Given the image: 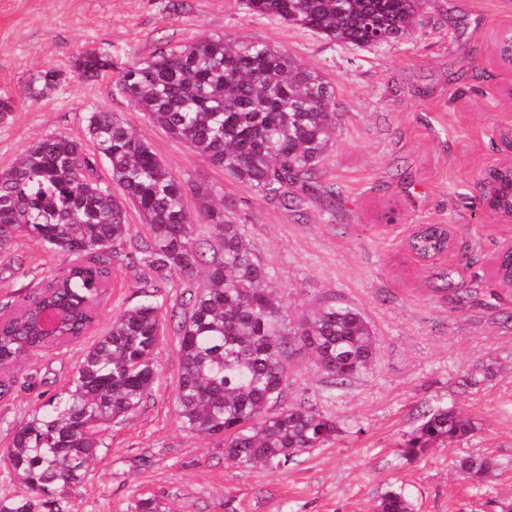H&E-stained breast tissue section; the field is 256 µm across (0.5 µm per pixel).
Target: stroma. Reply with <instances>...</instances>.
I'll return each instance as SVG.
<instances>
[{"instance_id": "1", "label": "stroma", "mask_w": 512, "mask_h": 512, "mask_svg": "<svg viewBox=\"0 0 512 512\" xmlns=\"http://www.w3.org/2000/svg\"><path fill=\"white\" fill-rule=\"evenodd\" d=\"M510 26L512 0H420L407 38L358 48L249 13L239 0H0V93L16 101L0 127L1 171L43 136L87 142L89 112L119 113L186 182L188 208L197 206L200 182L235 203L291 316L333 302L353 307L377 347L365 374L336 389L325 387L311 355L296 354L284 402L308 395L339 432L288 468L240 467L182 429L176 320L164 315L151 395L113 422L85 480L53 490L41 512L55 503L65 512H132L147 497L161 512H374L397 488L414 512H499L512 497V288L497 283L491 260L512 241V218L486 208L481 174L506 155L499 133L512 129V68L495 61L493 48ZM204 35L287 49L333 86L336 138L301 209L264 200L151 124L118 91L117 72L82 82L72 69L84 50H107L126 64ZM47 69L62 77L57 91L27 97L29 78ZM421 224L451 225L453 253L430 261L413 253L408 237ZM132 251L125 246L115 258L93 328L25 357L12 393L0 398V499L24 493L5 461L14 424L62 395L113 316L137 303ZM64 265L40 241L14 239L0 253V319ZM483 367L491 376L470 380ZM439 407L468 420L469 437L402 455L424 414ZM472 454L494 458L495 470L459 475L457 458Z\"/></svg>"}]
</instances>
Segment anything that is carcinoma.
Wrapping results in <instances>:
<instances>
[{"label":"carcinoma","mask_w":512,"mask_h":512,"mask_svg":"<svg viewBox=\"0 0 512 512\" xmlns=\"http://www.w3.org/2000/svg\"><path fill=\"white\" fill-rule=\"evenodd\" d=\"M249 12L315 30L337 43L386 45L410 35L418 0H241ZM112 56L82 51L74 58L78 79L106 73ZM61 74L39 71L28 84L41 98ZM118 90L148 121L190 144L205 161L224 168L255 193L288 208L303 201L335 134L334 91L315 70L267 43L204 36L163 46L144 62L120 68ZM94 145L50 134L0 172V249L24 234L65 256L62 272L37 286L21 318L0 326V367L56 345L39 324L47 308L63 313L62 332L76 339L91 325L101 284L112 275V256L130 239L126 206L147 229L134 262L142 267L143 300L112 319L84 355L64 395L20 419L8 450L13 476L31 495L49 494L84 480L107 447L112 422L135 411L159 382L155 360L162 288L177 276L193 281L207 265L206 283L189 293L178 323V417L189 433L223 449L237 466L281 469L294 458L330 443L336 421L300 398L280 405L289 385V360L298 350L314 357L329 387L359 378L376 347L365 317L342 304H326L288 320L282 296L267 287L269 269L245 240L234 205L214 201V187L199 183L196 212L185 203L183 183L148 143L115 112L87 117ZM106 164L107 175L98 163ZM500 194L495 207L509 210L512 171L492 170ZM123 195L118 198L112 186ZM207 224L219 258L205 260L207 243L195 225ZM472 432L452 409L424 417L404 444L408 457L437 442ZM496 467L488 456L457 460L459 472L478 477ZM376 512H413L401 489L381 498Z\"/></svg>","instance_id":"carcinoma-1"}]
</instances>
